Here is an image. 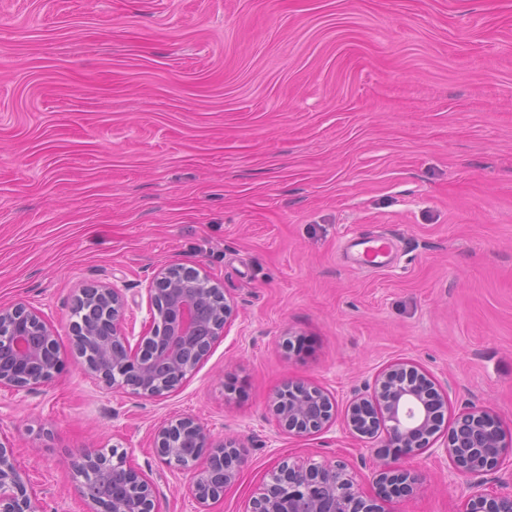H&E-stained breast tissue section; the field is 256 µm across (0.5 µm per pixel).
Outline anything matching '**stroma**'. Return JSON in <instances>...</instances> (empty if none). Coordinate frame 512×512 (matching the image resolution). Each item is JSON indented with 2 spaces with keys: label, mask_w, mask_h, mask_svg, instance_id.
Listing matches in <instances>:
<instances>
[{
  "label": "stroma",
  "mask_w": 512,
  "mask_h": 512,
  "mask_svg": "<svg viewBox=\"0 0 512 512\" xmlns=\"http://www.w3.org/2000/svg\"><path fill=\"white\" fill-rule=\"evenodd\" d=\"M377 233L392 263L358 267L346 241ZM177 266L223 287V337L165 397L97 384L73 345L80 289L122 288L135 342ZM19 302L63 357L37 389L0 388L41 512H91L73 462L115 446L158 512H197V468L153 448L186 415L245 457L207 512H247L288 456L343 461L374 496L385 450L340 417L397 361L448 407L384 512H461L473 480L446 430L469 407L512 427V0H0V306ZM291 380L338 422L280 429Z\"/></svg>",
  "instance_id": "obj_1"
}]
</instances>
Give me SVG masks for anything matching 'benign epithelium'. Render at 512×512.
Instances as JSON below:
<instances>
[{"mask_svg":"<svg viewBox=\"0 0 512 512\" xmlns=\"http://www.w3.org/2000/svg\"><path fill=\"white\" fill-rule=\"evenodd\" d=\"M223 288L205 274H196V286L179 282L171 267L160 269L147 289L150 325L136 344L126 336V301L115 283L80 290L78 300L101 316L74 324V347L86 372L106 386L127 388L145 399L178 389L224 334L234 306L229 300L210 316L201 305ZM63 359L56 332L42 313L25 303L0 308V388L31 390L51 381ZM448 396L425 371L408 363L387 366L375 378L371 393L355 394L348 402L344 424L353 435L383 437L391 461L375 478L380 490L399 493L417 476L394 465L401 455H412L433 445L440 431ZM272 412L285 430L297 436L321 430L335 418L331 396L320 386L288 381L274 394ZM158 455L170 466L188 468L202 456L206 467L196 476L190 494L202 507L220 497L233 483L243 463L232 440L214 443L192 417H182L157 429ZM444 448L456 472L483 477L499 471L512 456V434L487 409L460 412L449 429ZM117 470L109 496L80 486L81 494L101 512H156L152 481L131 467L126 458L85 451L75 462L83 477L101 467ZM38 492L15 462L14 444L0 434V512H38ZM249 512H380L366 498L348 466L311 460H284L270 472V482L250 501ZM463 512H512V493L487 496L476 493Z\"/></svg>","mask_w":512,"mask_h":512,"instance_id":"7a95c632","label":"benign epithelium"}]
</instances>
